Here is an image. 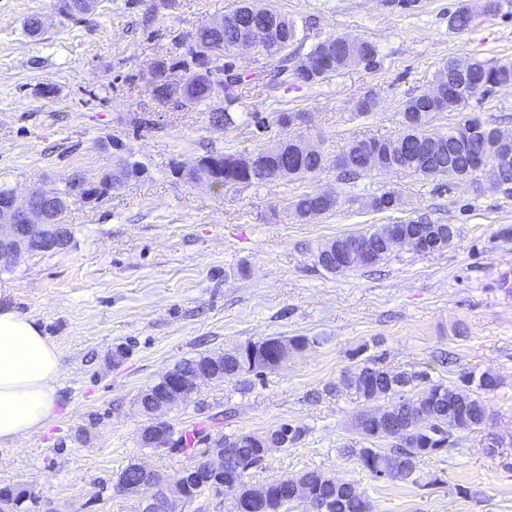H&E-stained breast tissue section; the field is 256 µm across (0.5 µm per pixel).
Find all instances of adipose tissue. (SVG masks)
Returning <instances> with one entry per match:
<instances>
[{
    "label": "adipose tissue",
    "instance_id": "ef3b65f1",
    "mask_svg": "<svg viewBox=\"0 0 512 512\" xmlns=\"http://www.w3.org/2000/svg\"><path fill=\"white\" fill-rule=\"evenodd\" d=\"M60 353L31 318L0 308V445L40 432L54 416Z\"/></svg>",
    "mask_w": 512,
    "mask_h": 512
}]
</instances>
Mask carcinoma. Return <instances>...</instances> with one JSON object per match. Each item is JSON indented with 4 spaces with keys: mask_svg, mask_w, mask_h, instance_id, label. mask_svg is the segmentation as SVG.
Listing matches in <instances>:
<instances>
[{
    "mask_svg": "<svg viewBox=\"0 0 512 512\" xmlns=\"http://www.w3.org/2000/svg\"><path fill=\"white\" fill-rule=\"evenodd\" d=\"M228 17L230 21L219 30L206 22L200 24L187 43L174 37L175 45L183 52L161 59L156 65L167 72L178 69L183 75L172 85L157 76H149L146 86L153 99L183 108L207 105L220 92L223 104L210 108L209 121L215 127L228 130L236 126L235 107L240 104L238 90L242 88L258 95L268 94L288 84L314 85L351 65L372 71L380 66L379 51L374 43L344 34L331 33L314 43L308 52L298 53L292 49L301 40L295 22L258 0H240ZM474 20L475 15L464 5L457 7L449 17L451 27L456 30L468 29ZM263 21L268 23V39L258 48L269 58V64L257 73L240 72L231 58L249 28ZM454 67L455 63L450 62L440 69L433 92L420 93L404 102L403 131L398 136L354 140L331 161L318 150H298L295 137L269 142L253 153L210 150L206 156L224 165V176L220 179L223 187L305 178L326 168L328 163L343 175L354 178L373 171H403L425 177L445 176L450 180L458 179L462 173L476 175L484 171L487 145L499 129L478 115L464 117L446 133L431 132L427 126L436 113L458 112L471 100L482 101L493 89L512 85V61L472 58L463 83L450 78ZM397 205L398 198L392 191L382 193L371 202L376 211H389ZM337 206L336 196H330V202L325 203L318 192L303 193L289 202V207L301 218L309 214L315 219ZM356 236L363 238L374 253V263L390 254L382 229L358 232ZM316 263L330 273L350 271L348 267L340 268L335 251L324 247L318 251ZM283 342L301 350L316 343L317 338L278 336L243 346L245 350H254L256 359L265 362L263 370L255 373L242 369L237 350L228 351L224 353V375L218 380L251 373L261 376L276 369L272 354ZM344 390L366 402L384 401L369 412L374 418L371 425H363L362 417L358 419L357 427L364 435L388 439L395 436L388 427L397 425L404 429L403 435L395 436L398 444L393 448L344 449L345 455L376 478L408 480L422 457L454 447L455 442L448 434L449 413L457 416L464 431L482 424L486 417L482 400L467 390L434 383L425 371L393 372L374 360L341 375L336 381V391ZM418 399L429 406V419L425 422L413 414L412 402ZM269 433L282 437L288 446L302 439L304 430L281 424ZM241 439L240 434L224 438L227 447L234 449L233 459L225 466L238 472L245 481L264 458L260 449L242 444ZM298 477L322 512H371V504L351 479H340L318 470L303 471ZM268 487L271 512H281L284 506L295 502L288 480L272 481Z\"/></svg>",
    "mask_w": 512,
    "mask_h": 512,
    "instance_id": "carcinoma-1",
    "label": "carcinoma"
}]
</instances>
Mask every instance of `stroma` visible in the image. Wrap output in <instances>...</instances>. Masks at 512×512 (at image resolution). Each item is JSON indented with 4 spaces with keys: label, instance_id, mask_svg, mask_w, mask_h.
Masks as SVG:
<instances>
[{
    "label": "stroma",
    "instance_id": "1",
    "mask_svg": "<svg viewBox=\"0 0 512 512\" xmlns=\"http://www.w3.org/2000/svg\"><path fill=\"white\" fill-rule=\"evenodd\" d=\"M268 2L308 43L341 33L378 47L377 71L351 67L242 99L245 112L302 113L291 135L330 158L352 140L396 136L404 101L432 89L446 62L512 60V9L482 15L485 0H466L477 18L463 31L448 22L459 0H416L408 10L387 0ZM238 3L97 0L73 20L59 15L58 0H0V185L22 197L75 173L98 182L121 157L141 169L70 205L66 249L0 267V304L35 319L61 361L57 413L42 432L0 446V487L30 492L22 512H138L136 497L114 492L118 472L137 463L171 474L191 462L142 446L150 419L140 392L181 359L301 335L318 342L251 383L203 385L168 422L203 432L200 453L212 437L302 428L300 441L252 471L255 484L315 469L355 480L372 512H512V293L500 285L512 266V195L482 178L374 171L345 181L330 165L302 180L234 188L173 176V162L192 166L206 149L250 153L260 143L252 127L211 126L207 106L175 109L146 91L174 35ZM32 14L47 18L41 34L23 25ZM366 94L377 105L361 115ZM144 109L152 128L133 122ZM314 191L336 194V209L310 221L288 209ZM386 191L398 208L372 211ZM418 217L454 226L448 248L397 247L379 265L343 274L315 264L329 240ZM372 359L467 385L484 400V423L423 457L415 481L374 478L346 454L381 445L356 427L365 403L335 389L342 372ZM487 373L498 386L483 393L477 382Z\"/></svg>",
    "mask_w": 512,
    "mask_h": 512
}]
</instances>
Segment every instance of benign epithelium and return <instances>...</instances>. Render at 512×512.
I'll list each match as a JSON object with an SVG mask.
<instances>
[{"instance_id": "7a95c632", "label": "benign epithelium", "mask_w": 512, "mask_h": 512, "mask_svg": "<svg viewBox=\"0 0 512 512\" xmlns=\"http://www.w3.org/2000/svg\"><path fill=\"white\" fill-rule=\"evenodd\" d=\"M489 145L487 150L490 165L497 169L509 162L512 156L502 152L501 143ZM55 201L48 199L44 190L35 188L28 192L24 202H18L16 193L0 198V263L11 264L26 253L34 251H59L69 241L61 231V224L48 219L49 210ZM388 244L392 247H407L416 252L431 253L439 250L440 241L428 237L412 236L396 224L389 225ZM367 245L358 237H352L336 252L339 264L352 267L368 258ZM217 373L212 367L203 365L186 374L166 372L163 379L168 382L167 394L154 410L151 422L141 432V441L147 448L163 450L169 447L168 431L165 425L168 411L181 404L184 394L197 391L205 382L216 380ZM229 450L223 444H211L201 460L173 475H162L144 465H138L142 475L135 484L116 482L115 492L132 495L139 500L140 512H179L178 506L190 503L186 492L187 477H196V489L202 492H216L211 474L224 470V457Z\"/></svg>"}]
</instances>
